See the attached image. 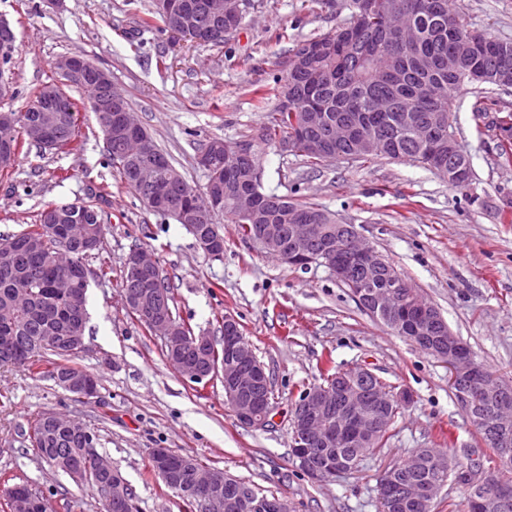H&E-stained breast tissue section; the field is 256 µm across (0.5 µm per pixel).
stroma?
<instances>
[{
	"label": "stroma",
	"instance_id": "stroma-1",
	"mask_svg": "<svg viewBox=\"0 0 512 512\" xmlns=\"http://www.w3.org/2000/svg\"><path fill=\"white\" fill-rule=\"evenodd\" d=\"M347 0H248L243 22L214 47L173 36L161 24L139 25L152 0H0V18L16 33L5 70L20 111L33 88L52 76L61 55H80L105 68L133 112L172 163L197 189L208 181L197 163L202 144L255 139L265 120L253 90L272 84L289 51L349 22ZM479 34L512 41V0H453ZM484 111H476V101ZM512 112V89L488 85L483 95L461 90L453 127L474 177L465 188L409 161L377 157L330 160L317 166L257 142L264 192L322 205L354 225L495 377L512 380V163H502L493 122ZM81 152L25 149L0 174V234L32 224L51 203L89 200L100 189L108 231L103 249L112 271L88 261L89 320L76 365L98 381L100 397L84 401L27 370L0 367V472L68 500L71 512H98L82 485L38 461L28 427L40 413L58 412L94 428L101 453L136 494L138 512H191L149 470V453L169 448L249 480L265 494L286 497L291 512H378L377 480L420 448H444L466 464L489 455L449 382L446 364L426 355L362 311L326 267L300 269L272 257L224 225V256L199 250L174 219L153 213L125 189L112 168L93 114L80 113ZM151 251L175 295L174 314L214 339L217 315H234L272 382L271 425L241 424L224 402L221 381L194 388L126 308L123 262L135 246ZM362 366L407 392L380 452L355 474L326 481L306 476L291 456L290 410L326 362Z\"/></svg>",
	"mask_w": 512,
	"mask_h": 512
}]
</instances>
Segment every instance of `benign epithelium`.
Listing matches in <instances>:
<instances>
[{"mask_svg": "<svg viewBox=\"0 0 512 512\" xmlns=\"http://www.w3.org/2000/svg\"><path fill=\"white\" fill-rule=\"evenodd\" d=\"M244 3L245 0H205L201 9L222 20L220 26L214 28L200 25L194 18L195 7L185 0H154L157 12L176 22L186 37L203 43L215 38L224 40L234 33L239 27L236 19L244 16ZM14 39L13 29L0 19L1 66L6 65ZM52 67L60 78L67 81L91 74L102 88V94L94 101L93 110L113 117L117 123V133L127 134L140 127L134 112L125 104L124 95L114 86L107 70L97 67L92 71L87 60L74 55L56 58ZM19 126L31 142L45 147L51 145V135L48 133L50 124L40 121L32 123L25 118V114H16L11 122L0 127V168H8L13 162L14 130ZM129 141L133 152L148 155L152 159V163L140 167L135 176L136 183L146 193L148 206L169 207L167 197L158 191L157 185L161 179L171 184L178 182L179 172L169 165L148 135L140 133L129 138ZM65 235L77 238L82 249L88 252L98 246L85 224L65 227ZM251 242L263 251L276 252L281 261L294 267L307 269L315 264L332 269L339 280L351 286L354 299L370 314L391 322L395 332L406 336L419 347L428 346V350L437 359L448 364L452 384H458L464 377L478 375L476 361L463 348L460 339L449 330L439 310L432 304L421 305L413 299L405 300V280L378 250L361 240L354 227L345 226L336 233L330 224H317L311 218L301 219L292 225L290 246L287 247L282 244L278 225L258 224ZM196 244L208 255L217 254L222 249L220 239L204 230L197 234ZM127 264L137 277L159 271L156 259L142 248L129 253ZM88 275L85 265H72L56 278L53 287L60 292L75 293L88 283ZM124 300L126 305L149 314L155 335L176 355L182 378L187 381H204L221 373L224 375L225 403L240 423L263 427L272 422V403L262 395V388L269 384V375L250 343L235 335V318L228 317L224 321V357L214 362V339L204 333L188 339L181 336L162 291L154 289L144 296L134 290H127ZM371 375L369 369L355 366L350 372L339 375L335 387L315 386L306 390L292 408L290 422L294 432L293 456L310 478H323L322 473L312 465V460L321 449L363 447L382 429L383 415L390 409V400L376 388L369 395L364 392L363 382ZM56 378L62 388L80 399L90 401L99 398L98 387L82 376L62 371ZM341 407L346 410L347 419L337 423L334 415ZM45 418L49 426L58 431L86 434L84 425L54 412L45 413ZM100 468L110 475L105 485L106 494L123 502L126 508L133 509L134 504L125 495V481L113 471L112 464L103 459ZM223 483L230 485L235 480L227 472L221 477L210 469L200 470L188 494L200 503L201 512H224V494L219 489ZM440 490V484L426 483L414 487L406 497L390 477L380 486L381 495L395 509L432 499ZM251 507L258 512H288L287 505L276 498H262L252 503Z\"/></svg>", "mask_w": 512, "mask_h": 512, "instance_id": "7a95c632", "label": "benign epithelium"}]
</instances>
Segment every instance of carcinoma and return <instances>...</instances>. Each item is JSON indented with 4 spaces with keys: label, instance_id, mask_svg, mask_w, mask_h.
I'll return each instance as SVG.
<instances>
[{
    "label": "carcinoma",
    "instance_id": "1",
    "mask_svg": "<svg viewBox=\"0 0 512 512\" xmlns=\"http://www.w3.org/2000/svg\"><path fill=\"white\" fill-rule=\"evenodd\" d=\"M352 20L336 27L332 33L311 38L323 43V50L306 57L303 54L307 41H301L290 50L288 64L282 74L274 79V86L256 89L259 102L274 94L275 104L268 110L267 121L259 130L262 142L282 147L292 144L288 152L303 158L312 165L328 160L346 159L352 154V144L338 142L329 137L320 154L312 153L302 142L295 125L307 112H323L326 128L313 132L324 134L325 129L338 124L348 125L356 130L372 132L380 148L372 153L355 157L367 161L383 156L428 166L427 145L418 143L412 130L422 124L452 111L458 91L466 85H481L475 77V60L466 54L465 45L475 38L487 43L488 61L512 66V41L500 40L472 32L463 14L452 6L451 0H349ZM461 56V66L454 74H448V54ZM288 102H283V98ZM55 111L48 116L57 118L56 130L60 144L55 151L74 153L83 150L84 141L79 139L77 127L79 108L70 96L60 90L54 100ZM499 158L506 164L512 162V113L498 123ZM112 167L116 169L124 187L139 199L144 193L131 177V170L142 163L117 143H112L109 154ZM252 162L224 158V153L211 157L207 168L208 182L224 185V218L229 224H236L248 239L246 224L233 210V196L238 191H251L260 199L257 214L258 224H279L288 229L297 213L315 217L333 214L312 202H299L286 196L265 193L260 182L253 181ZM188 190L186 204L189 210L200 214L211 204L208 192L200 193L187 180H182L170 193L177 197L178 190ZM105 191H100L96 200L90 201L88 211L93 213L87 224L91 225L98 241H103L107 224L104 222L101 203ZM64 245L63 235L52 233L45 213H40L39 224H30L18 234L0 237V254L9 249L11 261L0 260V306L12 303L17 310L14 323L0 322V363L26 369L36 378L55 380V373L68 367L77 372L73 360L78 352L71 351L65 343L41 347L38 341L49 329L63 335L70 326L85 332L88 322L87 292L80 289L74 295H59L50 285L58 273L55 265L57 251ZM74 258L84 263L90 257L100 261L102 275L112 269L110 261L102 255V247L85 253L79 245L72 244ZM16 288H26L25 295H15ZM504 391L481 398L474 414L467 419L479 438L486 441L495 436L493 416L503 408L512 411V383L494 380ZM395 417H384L383 429L364 448H327L321 452L319 465L324 467L332 458H341L350 464V471H356L359 462L368 454L383 448L389 439ZM28 438L37 441L34 453L37 459L56 472L68 473L67 461L80 457L85 466L93 471L101 455L99 435L90 431V437L69 433H49L43 415H38L29 427ZM487 459L490 466L485 472L497 483L511 484L503 476L512 471V464L500 466L504 454L512 456V447L491 448ZM466 468L463 463L452 459L448 452L440 450L435 459L423 464L399 463L384 472L395 482L408 486L415 482L439 481L447 484L449 478ZM154 476L167 489L178 492L179 487L192 480L189 470H176L166 475L151 468ZM29 486L28 481L16 475L0 479V497L9 505L12 490L18 486Z\"/></svg>",
    "mask_w": 512,
    "mask_h": 512
}]
</instances>
